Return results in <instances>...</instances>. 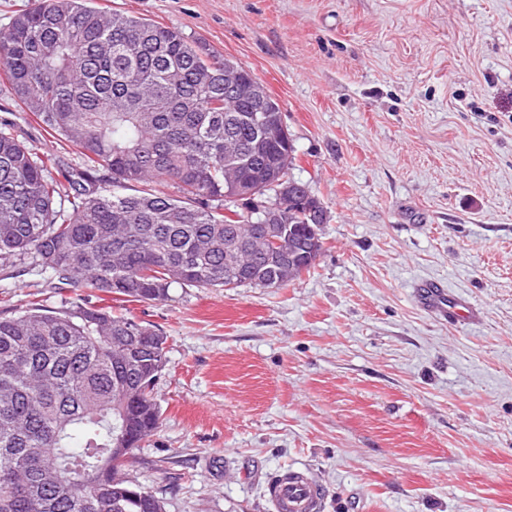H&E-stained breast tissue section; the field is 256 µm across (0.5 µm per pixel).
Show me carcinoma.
<instances>
[{
	"label": "carcinoma",
	"instance_id": "1",
	"mask_svg": "<svg viewBox=\"0 0 512 512\" xmlns=\"http://www.w3.org/2000/svg\"><path fill=\"white\" fill-rule=\"evenodd\" d=\"M0 70L15 102L81 158L52 173L0 128V259L126 302L229 287L228 227L251 243L250 287L315 267L323 245L312 256L303 244L327 210L306 183L282 210L288 267L253 223L258 200L294 181L296 147L264 137L281 109L253 97L250 70L238 66L227 93L205 42L91 0H32L0 31ZM235 184L252 191L242 210L209 205ZM163 343L151 325L66 298L0 318V512H166L126 469L159 427Z\"/></svg>",
	"mask_w": 512,
	"mask_h": 512
}]
</instances>
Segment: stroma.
<instances>
[{"instance_id":"35a3bbf8","label":"stroma","mask_w":512,"mask_h":512,"mask_svg":"<svg viewBox=\"0 0 512 512\" xmlns=\"http://www.w3.org/2000/svg\"><path fill=\"white\" fill-rule=\"evenodd\" d=\"M95 4L249 69L328 212L314 269L286 287L113 303L169 360L130 476L166 512H272L291 465L327 512H512V0ZM0 123L50 166L81 162L1 78ZM422 280L481 319L431 316ZM63 298L100 302L0 261V318Z\"/></svg>"}]
</instances>
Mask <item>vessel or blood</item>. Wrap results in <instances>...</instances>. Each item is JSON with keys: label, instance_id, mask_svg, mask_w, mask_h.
Segmentation results:
<instances>
[{"label": "vessel or blood", "instance_id": "obj_1", "mask_svg": "<svg viewBox=\"0 0 512 512\" xmlns=\"http://www.w3.org/2000/svg\"><path fill=\"white\" fill-rule=\"evenodd\" d=\"M414 295L425 311L442 320L461 315L474 320L480 315L477 308L449 296L446 288L435 281L417 283ZM267 497L274 512H325L323 488L305 467L291 466L281 470L268 484Z\"/></svg>", "mask_w": 512, "mask_h": 512}]
</instances>
